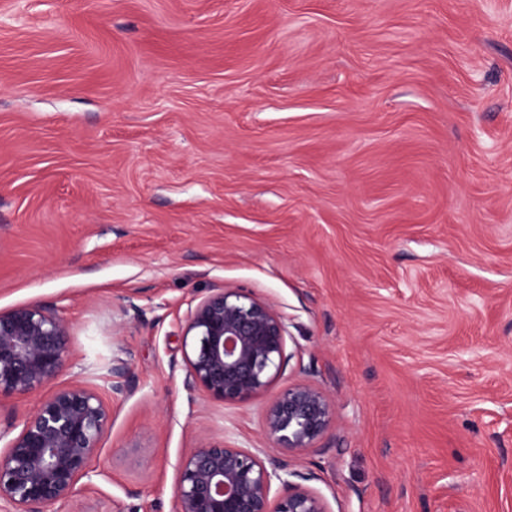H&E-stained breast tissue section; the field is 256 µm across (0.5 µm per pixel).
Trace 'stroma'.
<instances>
[{
	"label": "stroma",
	"instance_id": "obj_1",
	"mask_svg": "<svg viewBox=\"0 0 512 512\" xmlns=\"http://www.w3.org/2000/svg\"><path fill=\"white\" fill-rule=\"evenodd\" d=\"M222 287L287 330L242 405L185 386ZM30 302L73 335L45 392L112 411L71 512H171L224 440L329 512H512V0H0V309ZM297 383L334 418L290 458L262 422Z\"/></svg>",
	"mask_w": 512,
	"mask_h": 512
}]
</instances>
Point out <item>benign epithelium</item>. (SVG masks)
Here are the masks:
<instances>
[{"label":"benign epithelium","instance_id":"obj_1","mask_svg":"<svg viewBox=\"0 0 512 512\" xmlns=\"http://www.w3.org/2000/svg\"><path fill=\"white\" fill-rule=\"evenodd\" d=\"M187 386L227 404L245 403L277 375L286 327L274 307L241 290L216 288L190 307L182 328ZM71 359V327L50 304L0 310V397L38 395ZM111 411L100 392L71 384L39 399L20 425L0 430V512H62L92 481ZM333 421V404L307 384L268 404L263 435L299 456ZM288 464L232 443H207L178 463L172 512H328L323 498L293 481ZM280 494H271L273 483Z\"/></svg>","mask_w":512,"mask_h":512}]
</instances>
